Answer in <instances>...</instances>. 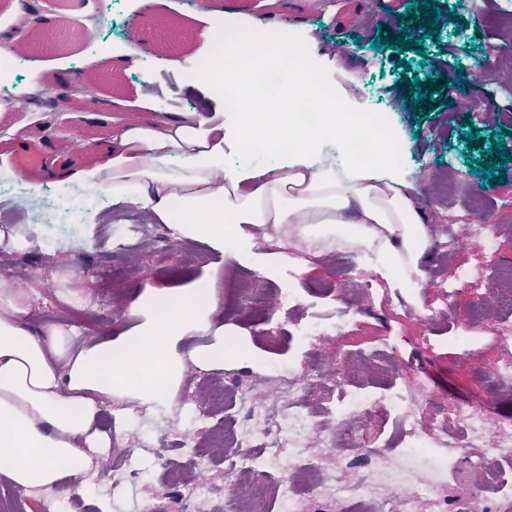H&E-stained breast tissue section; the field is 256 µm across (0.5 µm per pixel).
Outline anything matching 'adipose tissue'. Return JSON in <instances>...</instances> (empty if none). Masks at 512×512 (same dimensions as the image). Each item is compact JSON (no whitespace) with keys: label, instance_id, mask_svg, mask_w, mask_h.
I'll list each match as a JSON object with an SVG mask.
<instances>
[{"label":"adipose tissue","instance_id":"adipose-tissue-1","mask_svg":"<svg viewBox=\"0 0 512 512\" xmlns=\"http://www.w3.org/2000/svg\"><path fill=\"white\" fill-rule=\"evenodd\" d=\"M264 54L282 61L280 93L258 89L251 72L235 69L220 53L204 74V83L223 84L247 106L245 120L164 112L102 147L78 138V153L48 158L45 172L60 184L74 180L105 194L110 206L145 210L150 223L174 225L182 237L205 241L219 254L231 251L243 265L253 261L247 243L255 232L294 224L304 235L321 229L327 247L365 248L386 277L423 287L429 239L414 186L388 154L372 163L338 159L349 116L321 96L307 64L289 60L278 30H270ZM303 100L317 102L332 135L293 126L290 106ZM257 133L267 143L268 161L219 165L228 150ZM286 137L292 144L283 151ZM25 298L22 291L0 293V473L25 493L66 484L86 495L85 471L95 453L112 445L98 426L104 400L119 393L164 404L184 367L180 339L214 336L194 358L201 364L224 359V329L214 323L219 301L206 281L173 299L148 294L142 323L94 344L32 327Z\"/></svg>","mask_w":512,"mask_h":512}]
</instances>
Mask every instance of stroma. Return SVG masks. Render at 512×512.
<instances>
[{
	"label": "stroma",
	"mask_w": 512,
	"mask_h": 512,
	"mask_svg": "<svg viewBox=\"0 0 512 512\" xmlns=\"http://www.w3.org/2000/svg\"><path fill=\"white\" fill-rule=\"evenodd\" d=\"M412 0H388L384 12L370 13L367 0H257L252 11L233 12V19L253 29L272 27L300 36L308 45L306 58L318 78L336 89L349 109L386 112L401 135L397 164L415 184V205L425 219L430 247L423 258L427 282L421 291L389 283L377 263L361 248L335 251L314 243L300 252L288 250L284 239L255 235L248 247L257 261L237 263L232 257L216 262L202 242L180 238L165 224H147L140 211L106 209L92 197L85 211L98 213L101 222L89 227L86 219L68 227L30 221L18 225L16 246L0 247V285L18 284L27 293L28 320L35 326L67 331L79 327L82 341L121 335L140 318L137 306L157 289L185 288L197 281L223 289L227 276L261 281L271 303L269 317H257L247 307L220 309L224 322V361L207 367L190 361L189 354L209 344L206 336H187L177 349L186 361L173 396L157 412L138 400L113 395L101 416L112 421L113 411L124 417L122 431L111 448L95 457L86 479L84 498L95 512H212L215 504L236 506L239 479L222 463L223 449L212 435L224 430V410L212 406V388L231 384L257 407L287 402L289 390L320 372L327 390L341 385L395 387L417 395L416 419L427 425L449 405L465 402L491 418H512V388L503 386L490 369L492 362L512 359V349L500 342L499 330L512 317L492 309L477 310V301L492 302L496 290L512 289L502 268L512 266V162L503 184L485 187L473 175L464 151V116L434 105L419 122L404 98L409 88L397 60H406L419 77L457 78L458 66L473 67L470 91L486 116L480 136L505 128L512 146V104L504 91L512 88V21L499 19L498 0H439L443 11H456L468 25L456 29L443 22L439 38H425L424 55L373 49L378 31L397 35L398 16ZM224 0H0V36L28 18L32 42L0 50V98L16 109L11 124L17 139L0 140V169H10L14 181L26 186L31 174L16 168L11 157L16 141L37 145L42 154L69 150L76 130L98 134L86 112L64 115L44 134L29 130L53 103L75 84H96L101 95L97 111L110 116L113 126L143 116L145 107L158 111H188L199 107L204 94L223 109L220 87L187 90L186 73L193 59L210 57L211 45L199 44L195 31L212 26V10ZM364 16L366 33L350 55L338 57L336 31L350 14ZM498 48L495 64L479 68L476 45ZM48 86L43 97L32 99L23 89L34 80ZM469 212L490 237L474 245L463 235L458 217ZM140 226L149 245L123 257L105 261L108 220ZM469 270L471 285L447 296L448 283L460 270ZM294 302H284L286 294ZM93 303L98 316L82 320L80 307ZM342 320L340 336H316L299 344L296 330L312 314ZM478 329L469 347L454 344L468 324ZM191 437L202 460L192 476L207 484L212 496L191 500L180 496L164 479L162 458L173 443ZM72 492L63 485L50 492L17 490L0 476V512H72Z\"/></svg>",
	"instance_id": "1"
}]
</instances>
